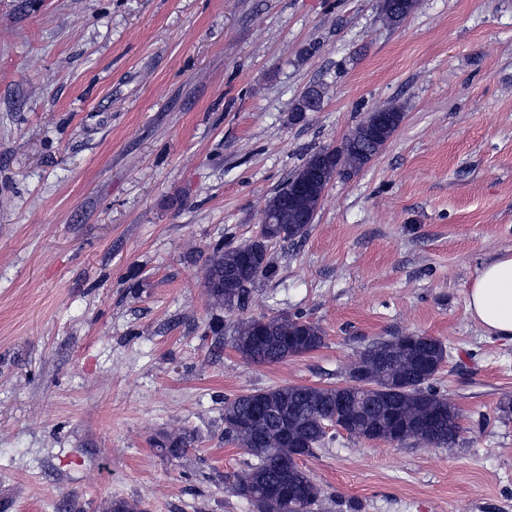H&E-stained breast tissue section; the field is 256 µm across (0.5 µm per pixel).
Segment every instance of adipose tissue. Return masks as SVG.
I'll use <instances>...</instances> for the list:
<instances>
[{"mask_svg": "<svg viewBox=\"0 0 512 512\" xmlns=\"http://www.w3.org/2000/svg\"><path fill=\"white\" fill-rule=\"evenodd\" d=\"M466 308L487 336L512 344V250L484 263L466 293Z\"/></svg>", "mask_w": 512, "mask_h": 512, "instance_id": "obj_1", "label": "adipose tissue"}]
</instances>
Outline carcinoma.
I'll list each match as a JSON object with an SVG mask.
<instances>
[{
  "label": "carcinoma",
  "instance_id": "1",
  "mask_svg": "<svg viewBox=\"0 0 512 512\" xmlns=\"http://www.w3.org/2000/svg\"><path fill=\"white\" fill-rule=\"evenodd\" d=\"M416 0H387L380 13L386 23L398 25L411 14ZM321 91L307 90L293 109L291 119L301 121L315 112ZM403 119L392 104L372 109L337 148H319L305 158L271 196L262 217L274 219L261 225L260 235L236 246L214 245L203 271V287L215 311H243L253 286L277 275L270 245L304 238L325 190L336 176L355 174L376 157ZM232 347L256 364H279L320 349L322 328L299 314L247 317L231 329ZM448 358L439 339L412 345L405 337L379 341L362 351L345 372V382L332 387L284 385L251 390L224 401V441L254 457L247 469L234 475L231 490L245 499L254 512H312L323 490L299 463H283L287 453L283 431L304 441L302 455L312 457L327 442V426L341 415L346 399L362 419L348 430L356 441L377 435L398 445L423 444L454 450L462 426L460 413L440 386L437 374ZM262 401L283 415L284 424L251 419L254 403ZM193 444L185 432L163 433L155 441L159 452L177 459Z\"/></svg>",
  "mask_w": 512,
  "mask_h": 512
}]
</instances>
